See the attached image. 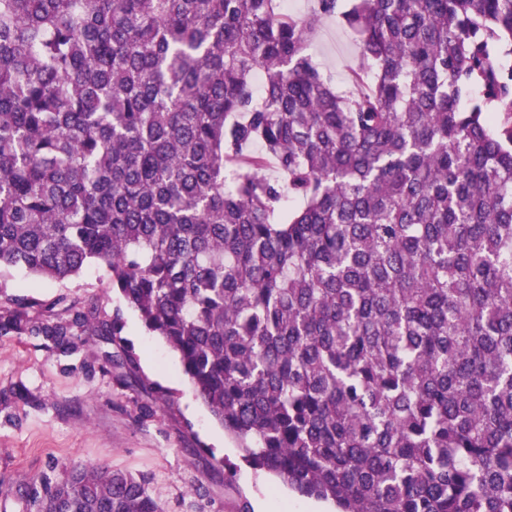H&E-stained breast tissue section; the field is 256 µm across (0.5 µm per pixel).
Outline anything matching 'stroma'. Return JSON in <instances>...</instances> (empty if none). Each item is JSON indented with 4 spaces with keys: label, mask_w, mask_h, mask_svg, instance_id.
Listing matches in <instances>:
<instances>
[{
    "label": "stroma",
    "mask_w": 512,
    "mask_h": 512,
    "mask_svg": "<svg viewBox=\"0 0 512 512\" xmlns=\"http://www.w3.org/2000/svg\"><path fill=\"white\" fill-rule=\"evenodd\" d=\"M306 52L338 92L353 90L360 41L339 17L324 19ZM1 297L38 299L28 310L35 321L62 297L104 320L119 308L124 328L115 341L79 333L66 353L41 336H0V512H23L29 476L55 480L72 463L145 477L165 512H257L261 502L266 512H310L312 498L241 461L177 355L124 307L97 266L64 282L4 268Z\"/></svg>",
    "instance_id": "stroma-1"
}]
</instances>
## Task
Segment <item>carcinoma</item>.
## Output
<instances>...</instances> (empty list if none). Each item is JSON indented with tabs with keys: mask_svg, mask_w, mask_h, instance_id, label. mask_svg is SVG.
<instances>
[{
	"mask_svg": "<svg viewBox=\"0 0 512 512\" xmlns=\"http://www.w3.org/2000/svg\"><path fill=\"white\" fill-rule=\"evenodd\" d=\"M335 15L346 96L305 54ZM92 263L295 492L512 512V0H0V268ZM18 306L62 350L124 328ZM24 498L165 512L81 463Z\"/></svg>",
	"mask_w": 512,
	"mask_h": 512,
	"instance_id": "carcinoma-1",
	"label": "carcinoma"
}]
</instances>
